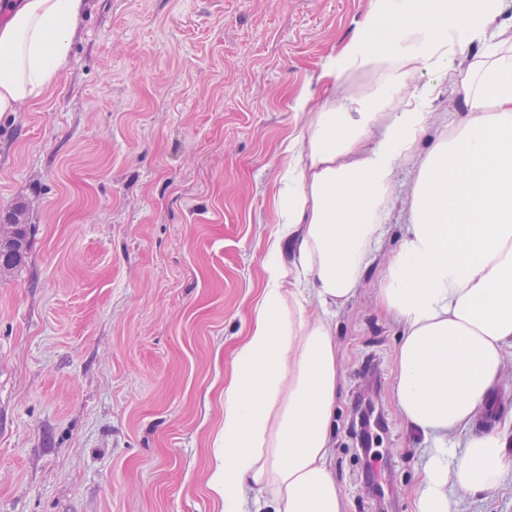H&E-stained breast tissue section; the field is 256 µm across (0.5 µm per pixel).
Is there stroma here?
Returning <instances> with one entry per match:
<instances>
[{"mask_svg":"<svg viewBox=\"0 0 512 512\" xmlns=\"http://www.w3.org/2000/svg\"><path fill=\"white\" fill-rule=\"evenodd\" d=\"M368 4L89 0L59 82L0 118V220L24 206L31 237L0 279V512H218L204 483L281 145ZM417 82L434 88L425 152L463 118L464 92L436 72ZM415 174L398 162L384 234L335 317L347 512H378L356 455L363 379L386 419L375 468L393 512H411L430 445L398 408L400 326L376 304Z\"/></svg>","mask_w":512,"mask_h":512,"instance_id":"obj_1","label":"stroma"}]
</instances>
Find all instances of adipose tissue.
I'll return each mask as SVG.
<instances>
[{
	"mask_svg": "<svg viewBox=\"0 0 512 512\" xmlns=\"http://www.w3.org/2000/svg\"><path fill=\"white\" fill-rule=\"evenodd\" d=\"M372 0L354 36L302 97L282 145L263 287L224 385L206 488L220 512H346L331 466L342 381L331 316L357 293L394 199L397 159L414 163L410 230L378 291L401 325L395 397L432 446L412 512H452L512 477V436L473 421L512 358V33L504 0ZM0 117L55 84L86 0H0ZM478 42L467 73L456 61ZM463 84L467 111L427 153L420 70ZM371 75L364 88L353 75ZM294 255L280 258L281 246Z\"/></svg>",
	"mask_w": 512,
	"mask_h": 512,
	"instance_id": "1",
	"label": "adipose tissue"
}]
</instances>
